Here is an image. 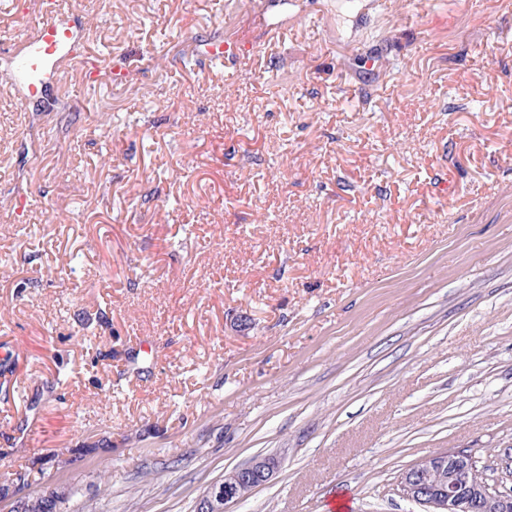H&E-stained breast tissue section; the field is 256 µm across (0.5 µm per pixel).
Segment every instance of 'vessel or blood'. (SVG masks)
<instances>
[{
  "mask_svg": "<svg viewBox=\"0 0 512 512\" xmlns=\"http://www.w3.org/2000/svg\"><path fill=\"white\" fill-rule=\"evenodd\" d=\"M37 23L28 30L17 52L13 80L24 82L29 98L38 97L48 81L63 82L78 66L75 32L81 21L76 11H63L53 0H37ZM250 49L239 38L221 34L200 41L194 48L196 60L217 63L225 71L239 70Z\"/></svg>",
  "mask_w": 512,
  "mask_h": 512,
  "instance_id": "vessel-or-blood-1",
  "label": "vessel or blood"
}]
</instances>
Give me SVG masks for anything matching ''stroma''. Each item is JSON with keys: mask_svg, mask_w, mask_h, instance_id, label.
Wrapping results in <instances>:
<instances>
[{"mask_svg": "<svg viewBox=\"0 0 512 512\" xmlns=\"http://www.w3.org/2000/svg\"><path fill=\"white\" fill-rule=\"evenodd\" d=\"M133 73L22 106L0 61V487L65 512H423L512 491V0H59ZM35 19L0 0V44ZM250 48L239 38L218 34L195 45L194 57L204 63H218L226 71H237L250 55ZM476 470L467 453H438L406 471L401 488L408 499L429 509L425 512H512V493L493 490ZM277 467L278 461L275 458L264 456L257 457L245 467L235 469L198 501L197 512H227L231 503L243 498L240 495L243 487H260L271 478ZM67 497V493L58 488H52L43 495H37L35 497L28 496L24 512H51L50 501L56 505L55 511H63L59 506Z\"/></svg>", "mask_w": 512, "mask_h": 512, "instance_id": "obj_1", "label": "stroma"}]
</instances>
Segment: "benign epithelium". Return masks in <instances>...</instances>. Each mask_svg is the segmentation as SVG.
Returning a JSON list of instances; mask_svg holds the SVG:
<instances>
[{
  "label": "benign epithelium",
  "mask_w": 512,
  "mask_h": 512,
  "mask_svg": "<svg viewBox=\"0 0 512 512\" xmlns=\"http://www.w3.org/2000/svg\"><path fill=\"white\" fill-rule=\"evenodd\" d=\"M277 467L275 458L264 456L230 472L198 501L197 512H227L230 504L242 499V488L265 484ZM401 488L427 512H512V493L493 490L478 474L472 456L464 452L422 458L403 474Z\"/></svg>",
  "instance_id": "1"
}]
</instances>
